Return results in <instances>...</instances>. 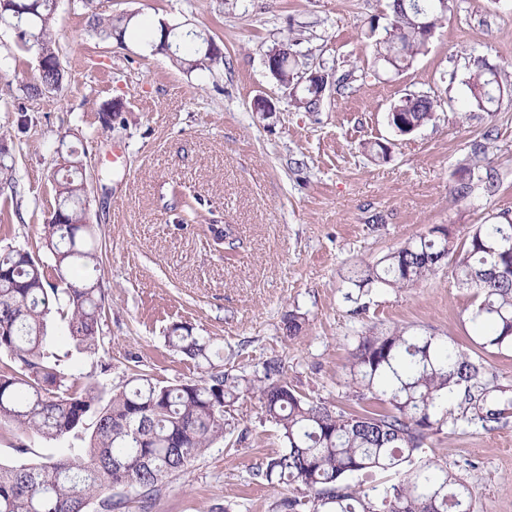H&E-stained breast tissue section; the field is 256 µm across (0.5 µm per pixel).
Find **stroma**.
I'll return each instance as SVG.
<instances>
[{"label": "stroma", "mask_w": 512, "mask_h": 512, "mask_svg": "<svg viewBox=\"0 0 512 512\" xmlns=\"http://www.w3.org/2000/svg\"><path fill=\"white\" fill-rule=\"evenodd\" d=\"M389 0H100L106 14L167 17L214 38L224 53L214 73L180 71L164 54L141 56L99 42L72 0H57L55 27L65 78L59 91L26 96L37 62L0 28V147L14 156L19 195L0 202V249L52 256L44 226L54 206L59 144L86 155L90 220L101 251L106 305L97 354L77 352L67 324L48 330L63 368L109 389L144 374L167 384L199 377L196 364L168 347L176 323L214 338L238 374L275 356L307 397L348 409L344 380L358 333L408 326L470 348V293L447 269L409 288H378L354 314L343 277L375 263L410 238L443 225L463 231L512 214V0H450L446 18L413 65L396 73L374 65L371 23L386 25ZM301 62L332 74L314 112L289 106L265 67L287 34ZM505 74L496 111L474 103L467 85L477 62ZM408 93L450 100L451 110L413 134L389 128L390 107ZM275 105L253 111L257 95ZM122 101L125 121L101 128L98 109ZM30 120L14 131L18 111ZM388 161L370 158L374 141ZM498 176L487 192V172ZM471 184L467 196L457 193ZM197 197L196 213L183 202ZM230 225L216 243L210 225ZM304 314L300 337H284L286 312ZM231 415L244 442L217 439L152 497L118 487L121 512H271L296 486L256 482L252 468L279 448L257 397ZM88 431L46 440L0 426V464L73 458ZM423 457L469 487L475 512H512V423L493 431L457 422L430 434Z\"/></svg>", "instance_id": "35a3bbf8"}]
</instances>
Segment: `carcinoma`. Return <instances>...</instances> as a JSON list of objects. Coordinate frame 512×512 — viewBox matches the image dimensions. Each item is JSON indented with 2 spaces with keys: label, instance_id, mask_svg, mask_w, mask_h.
Segmentation results:
<instances>
[{
  "label": "carcinoma",
  "instance_id": "carcinoma-1",
  "mask_svg": "<svg viewBox=\"0 0 512 512\" xmlns=\"http://www.w3.org/2000/svg\"><path fill=\"white\" fill-rule=\"evenodd\" d=\"M442 0H391L389 27L375 43L376 61L396 71L408 69L426 48L422 16ZM57 0H0V27H20L23 49L43 59L27 94L60 87L65 76L54 26ZM85 11L91 34L127 49L128 31L141 25L139 13L104 14L92 0H73ZM145 32L141 51L166 53L183 72L208 71L224 64L222 52L209 51L207 38L162 17ZM298 38L288 35L267 55L277 58L283 75L295 73ZM469 89L477 106L492 111L499 103L501 71L476 67ZM315 92L302 87L291 106L312 112ZM395 128L404 136L433 118L441 100L407 94L393 104ZM124 107L111 102L99 113L103 129L122 118ZM55 208L66 223L48 220L47 247L53 270L24 250L0 252V354L14 365L0 367V424H16L45 439L60 440L91 421L90 443L73 460L0 465V512H87L90 500L118 486L146 494L179 473L218 438L232 432L226 408L241 395L258 397L265 420L275 425L281 448L254 467L253 479L295 484L301 495L276 500L273 512H474L468 486L434 461L418 458L429 434L448 425V402L457 416L487 431L512 418V385H504L484 360L433 333L407 326L369 329L357 336L345 381L358 409L346 410L297 392L283 377L280 359L262 370L237 375L219 361L224 349L193 328L174 324L167 343L204 368L202 376L180 384L139 377L135 384L105 399L106 389L68 374L48 336L49 318L67 320L74 348L98 351L105 293L95 233L90 224L83 160L76 151L61 156L53 173ZM0 186L18 195L14 160L0 151ZM451 268L457 286L476 305L467 321L470 341L485 352L512 351V219L476 224L460 237L442 225L407 240L374 265L349 271L354 292L345 299L364 306L361 297L377 287L406 288ZM80 269L76 278L69 277ZM283 330L294 339L306 318L291 310ZM409 469L399 482L376 493L353 485L363 472Z\"/></svg>",
  "mask_w": 512,
  "mask_h": 512
}]
</instances>
